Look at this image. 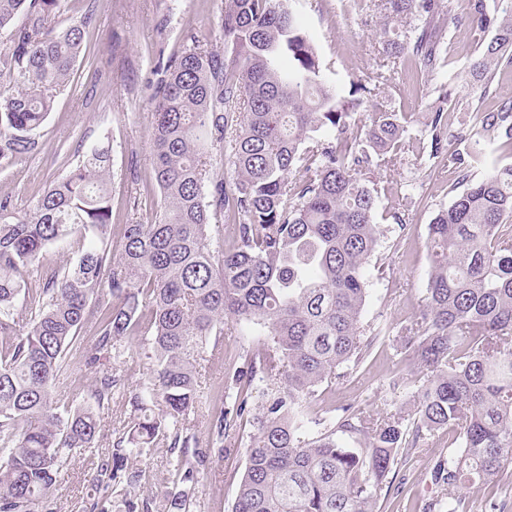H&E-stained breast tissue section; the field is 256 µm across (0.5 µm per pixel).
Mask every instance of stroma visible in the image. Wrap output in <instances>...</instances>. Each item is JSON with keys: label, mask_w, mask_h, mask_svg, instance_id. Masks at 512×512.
I'll use <instances>...</instances> for the list:
<instances>
[{"label": "stroma", "mask_w": 512, "mask_h": 512, "mask_svg": "<svg viewBox=\"0 0 512 512\" xmlns=\"http://www.w3.org/2000/svg\"><path fill=\"white\" fill-rule=\"evenodd\" d=\"M222 0H66L65 19L89 17L83 52L72 80L57 91L53 109L41 131V147L15 166L0 169V196L11 197L20 213L31 210L47 182L63 175V157L84 140L109 137L112 144V218L125 222L130 202L152 179L149 129L152 96L159 79V56L180 53L188 33L215 49L223 47L218 24ZM304 28L313 39L326 68V78L339 95L352 84L367 80L384 53L378 36L385 17L377 0H295ZM378 101L391 112H413L405 150L393 174L376 168L385 178L376 221L387 230L379 252L366 268L369 297L365 324L408 323L418 314L431 272L428 226L454 198L448 182L447 159L430 154V135L423 121L437 88L447 90L446 152L463 150L475 123L512 96V64L496 67L488 89H481L468 73L449 78L436 69L411 76L402 66L391 67ZM408 364L396 343L379 340L361 362L357 377L334 389L320 390L310 409L319 415L341 414L347 405L379 411L385 405L416 410L417 386L392 388L393 375ZM234 453L213 460L219 478L204 479L198 488L195 512H231L237 474L243 473L245 450L256 429L241 421ZM441 441L431 437L397 464L399 495L379 501L377 512H426L441 488L430 471L443 453ZM95 488L82 456H74L54 490L55 512H82Z\"/></svg>", "instance_id": "1"}]
</instances>
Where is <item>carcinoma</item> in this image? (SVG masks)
<instances>
[{
    "instance_id": "carcinoma-1",
    "label": "carcinoma",
    "mask_w": 512,
    "mask_h": 512,
    "mask_svg": "<svg viewBox=\"0 0 512 512\" xmlns=\"http://www.w3.org/2000/svg\"><path fill=\"white\" fill-rule=\"evenodd\" d=\"M291 2L224 0V48L194 37L160 68L149 137L161 198L151 221L112 222L103 140L65 155V174L29 214L0 197V512H52L56 483L81 451L94 485L124 512H193L209 446L231 452L224 440L246 417L257 432L232 512H376L397 460L439 431L450 450L433 465L444 494L429 512H474L470 490L512 485V164L477 179L474 147L448 154L466 189L429 224L432 271L417 318L390 330L418 383L415 416L310 411L321 387L356 375L382 333L363 322L366 264L384 236L371 172L378 161L395 167L413 114L376 102L364 136L354 135L351 110L373 100L382 74L354 88L356 98L338 97ZM381 2L390 21L424 20L413 38L382 30L389 57L450 67L442 34L465 20L483 47L472 69L512 63V0L496 16L486 0H467L463 16L443 0ZM62 7L0 0L1 168L39 149L54 92L80 56L88 21L58 27ZM447 103L438 92L427 117L436 155ZM474 136L512 152V99L482 115ZM70 239L75 259L39 267L44 248ZM231 325L261 339L217 391L203 379L224 369ZM134 338L154 366L135 389L123 358ZM75 369L90 380L88 402L65 405L56 387ZM119 398L129 417L111 453L93 454L96 409ZM340 433L368 444L350 448ZM154 447L166 448L174 485L156 503L131 495L145 471L127 466Z\"/></svg>"
}]
</instances>
